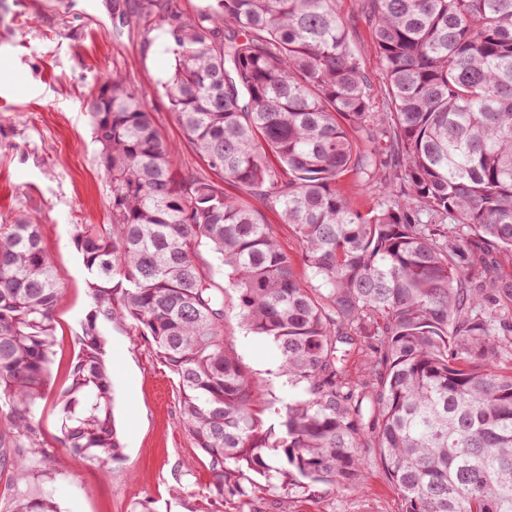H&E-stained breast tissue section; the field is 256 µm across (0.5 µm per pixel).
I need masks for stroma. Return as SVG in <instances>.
<instances>
[{"label":"stroma","instance_id":"1","mask_svg":"<svg viewBox=\"0 0 512 512\" xmlns=\"http://www.w3.org/2000/svg\"><path fill=\"white\" fill-rule=\"evenodd\" d=\"M364 0H336L352 46L378 78ZM115 0H0V224L37 215L61 294L46 397L36 415L47 456L37 473L0 464V512L14 498L52 493L61 512H134L151 501L157 512H211L208 462L179 427L177 381L125 321L103 325L114 418L122 457L99 465L62 448L58 400L82 354V326L91 310L90 276L73 238L77 224L112 221V184L100 162L90 105L100 76L117 73L146 103L173 147L174 171L213 178L169 109L164 83L174 64L159 23L117 27ZM225 334L267 398L295 393L276 369L269 341L248 333L229 313ZM364 488L322 484L287 499L255 494L244 512H399L396 490L375 461Z\"/></svg>","mask_w":512,"mask_h":512}]
</instances>
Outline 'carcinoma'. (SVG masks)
I'll return each mask as SVG.
<instances>
[{
    "mask_svg": "<svg viewBox=\"0 0 512 512\" xmlns=\"http://www.w3.org/2000/svg\"><path fill=\"white\" fill-rule=\"evenodd\" d=\"M376 88L336 0H135L164 21L169 108L219 180L173 174L172 148L122 76L92 100L112 223L74 225L93 308L60 400L61 444L122 456L101 326L129 321L177 378L180 428L209 458L213 512L258 491L356 490L374 457L401 512H512V340L485 310L486 254L512 251V0H367ZM373 188L366 205L341 185ZM237 187L241 196L224 192ZM292 228L297 274L268 214ZM38 217L0 224L5 435L45 455L36 406L60 294ZM301 394L258 390L224 336L226 290ZM365 359L353 381L344 363ZM10 512H57L45 495ZM198 260L209 268L217 286L228 288V278L225 275L224 266L208 246H200Z\"/></svg>",
    "mask_w": 512,
    "mask_h": 512,
    "instance_id": "obj_1",
    "label": "carcinoma"
}]
</instances>
